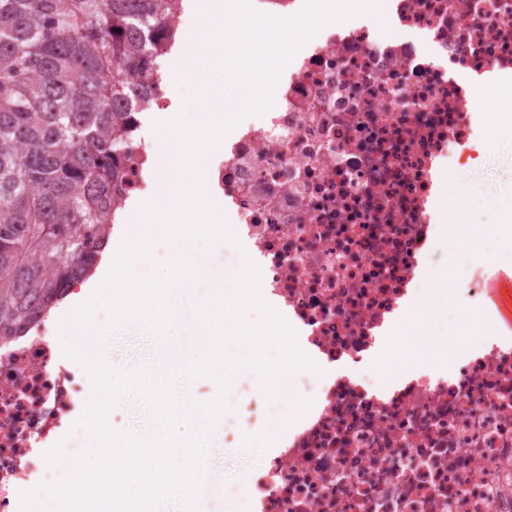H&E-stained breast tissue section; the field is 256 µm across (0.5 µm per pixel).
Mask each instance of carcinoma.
I'll list each match as a JSON object with an SVG mask.
<instances>
[{
	"instance_id": "1",
	"label": "carcinoma",
	"mask_w": 512,
	"mask_h": 512,
	"mask_svg": "<svg viewBox=\"0 0 512 512\" xmlns=\"http://www.w3.org/2000/svg\"><path fill=\"white\" fill-rule=\"evenodd\" d=\"M171 0H0V337L91 275Z\"/></svg>"
}]
</instances>
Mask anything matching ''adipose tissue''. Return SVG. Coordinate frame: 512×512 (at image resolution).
I'll list each match as a JSON object with an SVG mask.
<instances>
[{
	"label": "adipose tissue",
	"instance_id": "ef3b65f1",
	"mask_svg": "<svg viewBox=\"0 0 512 512\" xmlns=\"http://www.w3.org/2000/svg\"><path fill=\"white\" fill-rule=\"evenodd\" d=\"M447 284V273L433 276L430 288L414 312L394 327L374 363L382 380H389L401 365L410 360L431 363L445 358L450 352L464 351L468 339L490 335L498 328L496 319L478 309L466 316L465 336L432 334L431 328L442 314L440 300L448 295Z\"/></svg>",
	"mask_w": 512,
	"mask_h": 512
}]
</instances>
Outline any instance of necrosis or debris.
<instances>
[{
    "mask_svg": "<svg viewBox=\"0 0 512 512\" xmlns=\"http://www.w3.org/2000/svg\"><path fill=\"white\" fill-rule=\"evenodd\" d=\"M385 2V29L361 16L303 41L208 169L263 299L316 366L277 454L225 487L239 512H512V336L450 372H362L419 294L441 164L471 150L482 83L512 75V0ZM185 19L174 0L152 110L170 107L162 61ZM151 164L131 139L117 217L149 194ZM88 397L47 327L0 339V512L57 486L37 449Z\"/></svg>",
    "mask_w": 512,
    "mask_h": 512,
    "instance_id": "necrosis-or-debris-1",
    "label": "necrosis or debris"
}]
</instances>
